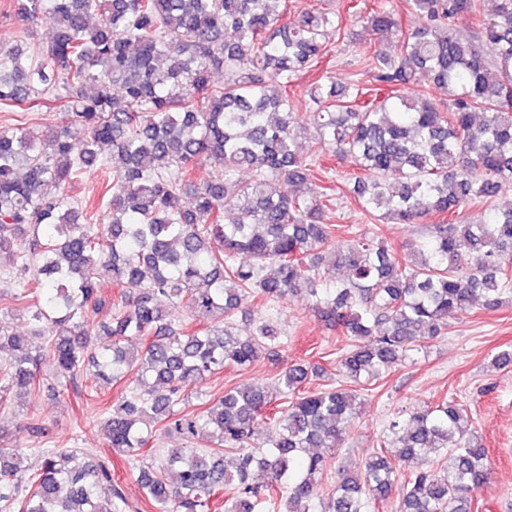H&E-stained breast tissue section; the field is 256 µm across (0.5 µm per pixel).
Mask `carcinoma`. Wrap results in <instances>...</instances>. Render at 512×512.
Returning a JSON list of instances; mask_svg holds the SVG:
<instances>
[{"instance_id":"obj_1","label":"carcinoma","mask_w":512,"mask_h":512,"mask_svg":"<svg viewBox=\"0 0 512 512\" xmlns=\"http://www.w3.org/2000/svg\"><path fill=\"white\" fill-rule=\"evenodd\" d=\"M407 3L417 18L407 28L386 0L365 15L373 33L399 32L393 51L366 50L383 96L322 77L311 84L310 155L288 87L326 54L329 30L342 24L336 11L289 17L288 0H18L19 20L50 26L52 37L32 52L0 48V106L58 103L66 122L0 132V252L13 258L29 323L27 336L0 327V409L15 388L120 386L100 426L156 512H212L221 496L224 512L264 503L371 512L394 494L400 512H472L491 466L453 398L393 417L380 448L352 470L337 467L327 496L322 475L361 400L347 384L311 387L321 367L289 365L279 400L257 382L198 413L181 408L224 368L275 352L280 333L242 309L248 298L306 296L348 342L337 367L354 383L426 348L474 301L512 299V207L495 204L512 190V0L471 27L458 22L479 13L476 0ZM422 83L448 101L400 93ZM104 145L117 160L103 193L107 225L69 194L84 169L107 167ZM333 157L355 166L349 191L369 215L442 220L406 257L379 235L336 238L330 194L283 190ZM211 159L221 172L196 185L191 173ZM474 205L476 219H452ZM240 253L252 263H238ZM103 278L118 296H102ZM105 309L109 325L96 321ZM162 435L188 446L147 461ZM419 460L402 479L400 464ZM253 471L266 483L249 482ZM104 485L112 497L100 498ZM126 506L108 457L0 447V512Z\"/></svg>"}]
</instances>
